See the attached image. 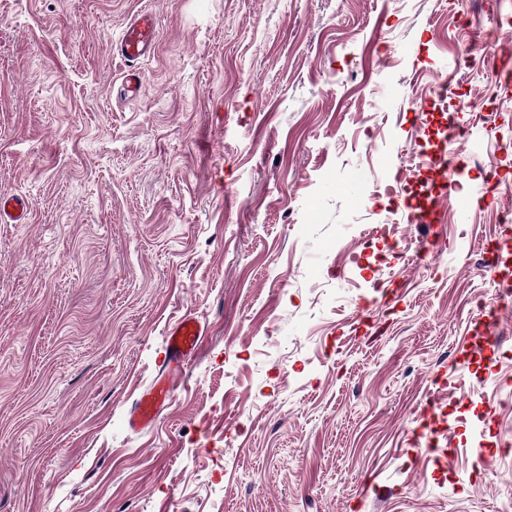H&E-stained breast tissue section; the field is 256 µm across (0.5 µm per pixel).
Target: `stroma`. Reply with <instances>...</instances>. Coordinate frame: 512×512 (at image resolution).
<instances>
[{
	"mask_svg": "<svg viewBox=\"0 0 512 512\" xmlns=\"http://www.w3.org/2000/svg\"><path fill=\"white\" fill-rule=\"evenodd\" d=\"M475 17L512 45V0H0V195L32 201L0 223V512H512V303L486 344L469 303L512 85ZM408 159L449 162L434 223L384 192ZM186 314L201 345L131 430ZM158 17L152 10H144L133 17L119 38L113 43L115 55L124 65L121 90L124 94H138L144 85L142 60L154 49Z\"/></svg>",
	"mask_w": 512,
	"mask_h": 512,
	"instance_id": "1",
	"label": "stroma"
}]
</instances>
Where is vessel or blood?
I'll use <instances>...</instances> for the list:
<instances>
[{"mask_svg": "<svg viewBox=\"0 0 512 512\" xmlns=\"http://www.w3.org/2000/svg\"><path fill=\"white\" fill-rule=\"evenodd\" d=\"M158 29L154 11L145 10L133 17L125 26L113 49L123 65L121 82L123 93L138 94L144 85L142 60L152 52ZM32 202L24 196H0V222L26 223ZM205 329L192 315L183 316L166 333L163 369L144 390L131 412L130 428H143L152 424L168 407L183 376L185 367L199 348Z\"/></svg>", "mask_w": 512, "mask_h": 512, "instance_id": "obj_1", "label": "vessel or blood"}]
</instances>
